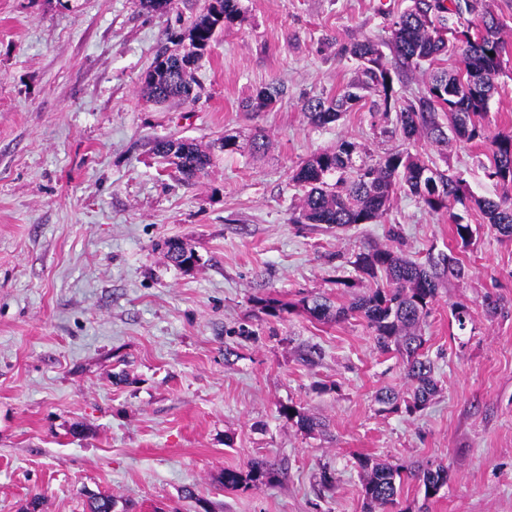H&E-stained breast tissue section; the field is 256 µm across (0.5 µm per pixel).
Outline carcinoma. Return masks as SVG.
Wrapping results in <instances>:
<instances>
[{"instance_id":"1","label":"carcinoma","mask_w":512,"mask_h":512,"mask_svg":"<svg viewBox=\"0 0 512 512\" xmlns=\"http://www.w3.org/2000/svg\"><path fill=\"white\" fill-rule=\"evenodd\" d=\"M244 22L239 0H209L205 13L183 31L170 36L175 43H186L184 51L158 49L141 83L146 94L157 102L177 100L190 104L199 98L195 70L218 32ZM386 58L380 44L369 39L341 47L337 58L354 60L356 76L332 96L311 98L303 110L311 123L321 126L335 122L347 113L369 106V111L405 144L426 137L436 143L451 137L466 143H480L491 155L486 171L502 189L499 200L476 199L485 223L500 237L512 239V128L490 130L488 110L498 93L501 58L506 39L499 18L486 7V0H409V5L393 16L389 26ZM457 56L461 68L438 67L441 58ZM429 73L425 92L413 101H404L394 89V78L406 73ZM284 94V88L269 84L261 88L249 107L254 111L270 108ZM448 116V127L437 120ZM236 150L235 138L226 135L208 149L190 139L166 138L154 142L153 153L171 166L182 179L195 180L211 165L213 151ZM356 147L346 140L311 155L292 173L291 180L304 189L295 224H330L338 228L352 224H372L387 215L393 199L401 192L418 199L431 212H445L454 236L461 246L473 239L472 225L455 212L466 206V183L457 172L448 174L407 148L378 158L354 159ZM170 260L178 267H193L198 257L184 253L178 242L166 244ZM367 276L366 291L353 297L347 306H334L323 296L302 300V308L312 319L322 322L363 318L374 333L382 351H396L403 361L405 376L413 383V398L406 411L421 410L437 390L433 363L423 352L424 340L415 333L420 320L435 302L445 279H465L468 270L450 252L435 261L420 263L391 248L361 252L354 261ZM257 304L270 316H279L291 304L276 298H259ZM282 414L298 429L307 432L317 422L291 405ZM365 472L361 493L368 512L394 503L400 493L402 475L410 474L424 487V496H435L448 478L447 469L391 465L361 461ZM270 466L257 460L247 470L227 468L221 485L227 490L258 489L271 482Z\"/></svg>"}]
</instances>
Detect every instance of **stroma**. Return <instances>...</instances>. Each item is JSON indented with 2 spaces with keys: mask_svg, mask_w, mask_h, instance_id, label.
<instances>
[{
  "mask_svg": "<svg viewBox=\"0 0 512 512\" xmlns=\"http://www.w3.org/2000/svg\"><path fill=\"white\" fill-rule=\"evenodd\" d=\"M407 4L240 0L244 23L199 62V100L166 106L146 99L141 75L207 0L163 13L140 0H0V512L34 498L38 512H89L100 494L113 512H365V457L448 470L429 500L406 479L387 512H512V241L473 207L474 241L459 247L446 214L403 193L380 223L291 221L302 190L290 173L313 153L343 140L376 157L398 148L368 109L317 126L302 105L353 78L338 48L387 40ZM271 83L281 101L244 111ZM227 134L236 150L192 183L152 153L160 137L205 148ZM414 150L499 198L483 147ZM391 224L405 255L452 249L468 268L422 324L439 390L414 414L376 402L382 389L410 399L412 385L365 320L323 324L300 306L312 294L349 303L337 280L365 288L353 261L388 246ZM168 239L198 263L175 266ZM489 293L502 312L486 311ZM259 297L291 309L267 316ZM456 302L471 310L462 331L449 324ZM288 405L322 428L292 427ZM257 458L271 483L221 486L224 469Z\"/></svg>",
  "mask_w": 512,
  "mask_h": 512,
  "instance_id": "obj_1",
  "label": "stroma"
}]
</instances>
